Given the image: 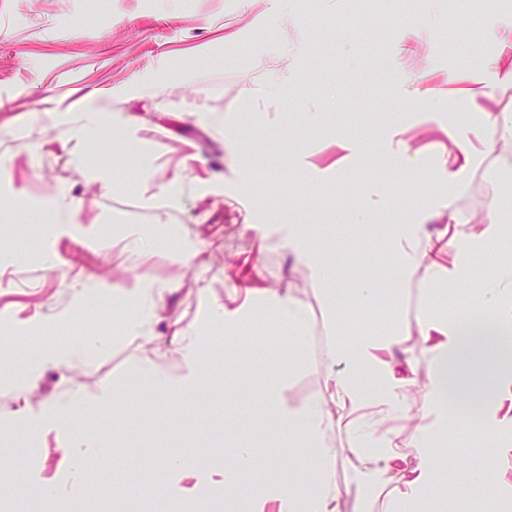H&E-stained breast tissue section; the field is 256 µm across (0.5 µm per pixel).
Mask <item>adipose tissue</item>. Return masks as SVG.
I'll use <instances>...</instances> for the list:
<instances>
[{
	"label": "adipose tissue",
	"mask_w": 512,
	"mask_h": 512,
	"mask_svg": "<svg viewBox=\"0 0 512 512\" xmlns=\"http://www.w3.org/2000/svg\"><path fill=\"white\" fill-rule=\"evenodd\" d=\"M65 137L67 140L85 146L97 139L104 126L100 108L91 101L83 102L78 114H65ZM449 221L454 233L448 243L427 242L425 249H418L420 231L405 234L402 226L386 229L380 237L382 252L394 259L400 272H408L417 262L420 252L444 250L445 247L464 249L486 255L493 254L501 244V224L498 217L488 219V227L482 241H475L468 222L458 214H450ZM167 292L166 287L139 285L128 290V297L139 304L137 313L130 317L124 340L128 343L153 342L152 329L160 306ZM486 302L496 312L491 322L476 321L468 325L448 324L439 320L435 309L436 300H429L426 312L420 320L423 336L440 334V341L433 345L436 376L429 392L430 398H438L448 389L461 385L470 368L496 364L485 342L488 336L499 331L501 325L512 322V303L504 299L499 288L488 289ZM258 314L268 315L294 331L295 347H303L310 329V318L304 304L298 299L276 291L251 298L240 307L225 309L221 318L228 341L238 349H246L248 342L243 337V325ZM399 339L390 334L365 336L358 341L345 339L332 341L327 354V391L306 401L300 406H290L285 396L288 387V372L280 370L263 386L266 408L272 412L278 423V436L284 441H295L308 448L316 465L313 469L289 466L286 460H279L277 478L257 486L247 487L242 483L244 473L257 465L256 451L251 442L240 443L230 463L210 471L205 480H198L199 470L184 457H170L165 472L167 481L161 484L162 496L171 500L173 512H204L206 502L220 500L225 512H340L339 501L342 491L336 483L335 471L338 458L336 448L326 440V430L332 420L324 407L329 397H337L344 408L356 411L364 408L370 400L384 406L386 410L405 412L407 396L403 384L393 378L392 366L382 359L383 351L398 344ZM112 345L108 336H87L77 346L51 345L39 348L33 355L21 358L15 363V374L10 382L12 390L26 392L35 384L43 369L70 364H88L105 355ZM497 369L485 380L482 402L486 411L487 426L498 422V414L505 401H512V368L496 365ZM371 375L378 386L376 397H369L361 379ZM348 426L355 431V451L368 460L371 468L367 479L382 484L386 481L392 462L402 459L400 449L394 448L386 438H369L361 435L362 424L349 420ZM461 458L455 453H444L441 449L425 447L421 450L418 473L406 488L393 493L392 512H414L413 502L418 497L430 499L436 512H447L448 490L437 478L439 468L456 466ZM192 477L196 483L191 491H183L177 484V477Z\"/></svg>",
	"instance_id": "1"
}]
</instances>
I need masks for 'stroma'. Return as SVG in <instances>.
I'll use <instances>...</instances> for the list:
<instances>
[{
  "label": "stroma",
  "instance_id": "1",
  "mask_svg": "<svg viewBox=\"0 0 512 512\" xmlns=\"http://www.w3.org/2000/svg\"><path fill=\"white\" fill-rule=\"evenodd\" d=\"M495 26H488V16ZM512 42V0H0V344L25 351L43 342L76 343L100 333L119 334L134 313L114 303L112 291L164 284L172 289L154 331L158 347L117 343L89 365L43 371L22 396L0 388V436L14 452L0 468L28 489L66 485L71 453L84 440L95 446L99 496L119 498L159 455L176 453L208 466L231 460L240 440L263 448L274 432L261 382L288 361L289 402L325 390L326 351L333 337L374 329H408L409 353H396L407 382L412 419L372 414L366 428L390 434L406 462L389 474L387 488L368 487L365 512H389L390 488L408 479L419 455V431L443 417L454 426L441 445L490 468L512 469V421L488 434L468 426L479 410L449 398L428 405L435 363L420 338L417 316L440 291L449 318L485 309V291L499 263L512 261V243L499 258L478 260L479 272L458 292L448 268L455 252L438 255L445 269L430 276L422 258L399 278L384 258L381 226L422 224L434 236L448 213L482 233L490 212L512 223V134L483 132L485 112L512 114V87L497 84L494 63ZM167 69L192 75L190 84L153 103L117 92L129 75ZM289 84L281 96L272 84ZM194 102L181 111V96ZM93 99L107 120H139V138L153 146L155 183L181 175L184 195L165 219L198 247L184 259L174 246L133 249L131 228L153 224L142 203L139 155L120 131L90 146V165L74 157L56 112ZM317 113L308 122L307 113ZM484 134L487 146L458 183L442 175L457 136ZM415 155L400 162L401 150ZM111 172L109 185L91 165ZM320 180L321 194L302 199L304 184ZM66 204L78 224L71 231L31 222L33 212ZM301 227L317 258L353 288L366 279L380 292L375 311L356 304L333 309L324 288L289 245ZM93 286L98 307L82 311L75 288ZM276 288L302 301L311 329L303 350L269 318L246 329L256 356L241 357L236 392L224 389L223 306L247 293ZM208 337L213 356L200 390L151 401L132 365L151 358L174 381L185 367L168 331L174 322ZM137 406L113 418L103 394ZM80 392L85 402L66 425L54 420L56 401ZM451 490L448 512H485L467 470L443 475Z\"/></svg>",
  "mask_w": 512,
  "mask_h": 512
}]
</instances>
